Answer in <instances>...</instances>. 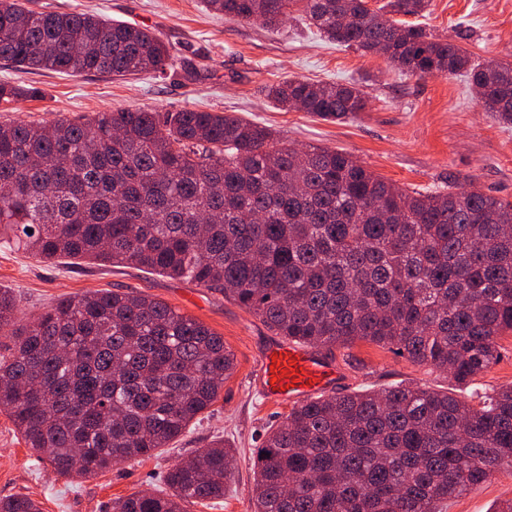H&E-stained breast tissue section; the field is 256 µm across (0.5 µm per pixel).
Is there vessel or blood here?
<instances>
[{
    "instance_id": "vessel-or-blood-1",
    "label": "vessel or blood",
    "mask_w": 512,
    "mask_h": 512,
    "mask_svg": "<svg viewBox=\"0 0 512 512\" xmlns=\"http://www.w3.org/2000/svg\"><path fill=\"white\" fill-rule=\"evenodd\" d=\"M255 381L266 401L297 404L335 391L342 373L336 362L318 350L277 340L262 350Z\"/></svg>"
}]
</instances>
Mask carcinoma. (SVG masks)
Segmentation results:
<instances>
[{"label":"carcinoma","mask_w":512,"mask_h":512,"mask_svg":"<svg viewBox=\"0 0 512 512\" xmlns=\"http://www.w3.org/2000/svg\"><path fill=\"white\" fill-rule=\"evenodd\" d=\"M291 0H205L238 23H283ZM325 38L395 68L466 74L485 111L512 124V61H472L401 16L429 0H303ZM0 60L125 77L164 74L151 31L101 16L34 13L0 0ZM33 89L0 83V102ZM284 108L323 120L365 109L354 85L287 79ZM33 233H28V230ZM0 233L45 262L62 257L188 279L276 335L328 351L357 340L448 374L458 386L500 358L512 333V202L470 186L421 193L350 155L297 147L232 113L120 108L52 124L0 123ZM0 288V411L61 475L93 478L166 448L218 399L235 369L224 338L165 302L120 291L63 298L14 327ZM474 406L396 386L292 407L255 451L254 512H444L448 499L512 469V386ZM222 442L168 470L169 495L119 498L113 512H183L224 497ZM0 512H41L28 496Z\"/></svg>","instance_id":"cac0c4a2"}]
</instances>
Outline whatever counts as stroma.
<instances>
[{
    "mask_svg": "<svg viewBox=\"0 0 512 512\" xmlns=\"http://www.w3.org/2000/svg\"><path fill=\"white\" fill-rule=\"evenodd\" d=\"M23 2L36 12H90L147 28L172 49L175 67L160 76L112 79L0 62V82L39 91L35 98L0 102V123H51L125 107L228 112L267 125L289 142L345 152L411 191H433L454 181L512 202V124L482 109L466 75L418 79L384 57L330 43L307 26L301 0H292L287 20L277 29L229 20L208 11L203 0ZM420 24L433 37L461 45L474 61L512 60V0H431ZM188 66L197 68L198 77L185 76ZM291 77L357 85L366 108L338 121L282 110L265 97L264 88ZM0 288L10 289L29 317L63 297L88 291L145 294L223 336L236 364L211 414L191 425L176 443L151 456L113 464L90 479L59 475L0 412V499L26 495L40 502L42 512H112L118 498L141 490L168 492L164 476L177 458L220 436L237 450L234 479L223 498L185 504L184 512H253V450L267 429L289 412L288 406L265 401L253 385L259 354L274 338L258 318L188 280L131 267L47 264L1 241ZM499 343L501 359L470 388L370 342H356L339 355L348 369L347 392L413 385L448 391L469 402L474 389L512 385V335L501 336ZM508 499L512 471H502L449 500L448 512H495Z\"/></svg>",
    "mask_w": 512,
    "mask_h": 512,
    "instance_id": "35a3bbf8",
    "label": "stroma"
}]
</instances>
